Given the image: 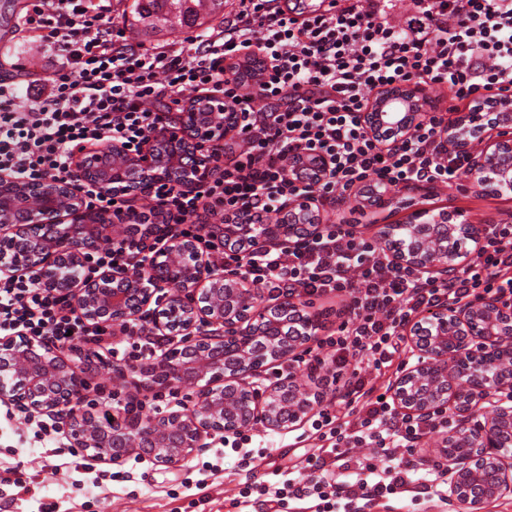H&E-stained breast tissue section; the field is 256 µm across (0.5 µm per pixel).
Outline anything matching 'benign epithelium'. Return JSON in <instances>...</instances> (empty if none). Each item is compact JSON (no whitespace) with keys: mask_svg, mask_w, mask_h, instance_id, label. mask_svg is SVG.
I'll return each instance as SVG.
<instances>
[{"mask_svg":"<svg viewBox=\"0 0 512 512\" xmlns=\"http://www.w3.org/2000/svg\"><path fill=\"white\" fill-rule=\"evenodd\" d=\"M198 103L178 115L177 126L151 136L137 155L115 143L86 150L76 160L75 182L0 175V274L18 277L35 271L41 287L67 296L84 320L102 327H125L146 319L153 334L171 347L146 367L119 368L142 378L150 389L174 390L201 384L184 412L131 416L118 429L82 410L90 388L86 370L96 352L80 347L71 355L28 336L0 338V401L27 416L65 420L72 447L101 464L119 465L146 453L161 466L176 468L208 447L217 435L260 424L280 434L302 425L323 403L324 392L302 383L293 372L265 385L255 381L264 366L280 362L311 342L317 324L299 303L282 297L267 306L259 288L240 274L224 273L195 244L169 236L157 244L148 272L90 265V254L122 240L132 230L128 217L86 205L78 185L106 195L123 191L145 196L159 181L186 189L209 176L206 158L219 133L235 132L237 113L199 112ZM435 107L414 84L392 87L373 98L363 122L372 134L385 128L405 137L433 116ZM450 152L467 160L470 179L490 193L512 191V93L480 100L468 112H451L442 125ZM324 215L302 195L271 224L222 225V233L246 244H268L314 233ZM484 227L448 213L412 211L378 236L399 265L448 273L460 268L453 244L460 236L481 240ZM288 314L301 325L286 334L272 314ZM417 362L407 365L392 386L403 412L427 418L438 408L467 413L488 405L484 419L460 421L424 457L448 476V501L464 512H485L488 503L512 495V297L487 295L437 314L424 334L406 328Z\"/></svg>","mask_w":512,"mask_h":512,"instance_id":"7a95c632","label":"benign epithelium"}]
</instances>
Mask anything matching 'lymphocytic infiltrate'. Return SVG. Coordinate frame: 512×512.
Returning a JSON list of instances; mask_svg holds the SVG:
<instances>
[{
  "instance_id": "f902f5d3",
  "label": "lymphocytic infiltrate",
  "mask_w": 512,
  "mask_h": 512,
  "mask_svg": "<svg viewBox=\"0 0 512 512\" xmlns=\"http://www.w3.org/2000/svg\"><path fill=\"white\" fill-rule=\"evenodd\" d=\"M329 0L311 17L286 12L281 0H237L235 11L187 42L153 50L129 41L100 0H32L20 31L42 41L56 61L37 94L20 105V85L0 80V173L30 180L71 179L87 147L120 143L139 152L152 133L170 126L188 98L232 102L241 123L235 137L212 146L215 166L195 190L155 185L141 224L163 215L169 233L218 252L225 270L266 290L269 299L346 297L347 315L321 339L335 375H346L341 400H327L311 423L319 446L277 479L248 485L240 507L261 496L268 512H290L293 501L316 500L315 512H364L378 500L429 492L441 473L413 482L410 465L393 449L411 448L447 431V409L431 421L398 412L392 396L352 370L355 357L375 370L391 368L413 320L428 323L440 309L486 295L512 296V224L487 225L457 275L444 279L396 265L385 248L357 235L353 224H323L298 235L245 248L209 232L210 219L267 224L289 200L306 194L333 208L353 189H460L469 176L442 142L441 117L405 139L391 129L367 135L360 115L373 94L396 83L446 92L449 111L480 91L512 90V0ZM327 159L318 180L291 168L296 157ZM154 253L143 238L95 253L105 267L147 270ZM128 342L110 347L116 361L146 364L165 337L131 323ZM0 334L32 336L67 348L83 338L101 343L60 295L40 288L36 274L0 281ZM378 448L381 464L354 456ZM349 463L344 478L328 463Z\"/></svg>"
}]
</instances>
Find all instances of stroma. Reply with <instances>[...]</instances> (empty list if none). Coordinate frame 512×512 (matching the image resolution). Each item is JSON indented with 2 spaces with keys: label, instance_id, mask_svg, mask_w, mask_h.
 Instances as JSON below:
<instances>
[{
  "label": "stroma",
  "instance_id": "35a3bbf8",
  "mask_svg": "<svg viewBox=\"0 0 512 512\" xmlns=\"http://www.w3.org/2000/svg\"><path fill=\"white\" fill-rule=\"evenodd\" d=\"M19 65L27 68L31 78H44V46L18 35L0 45V78L12 77ZM393 197L394 206L370 211V224L359 227L362 236L375 238L377 226L402 222L410 206L459 212L484 225L512 218V192L493 195L469 183L458 190L435 189L426 199L417 191H397ZM126 339V333L116 327L107 344L97 347L102 358L88 375V396L96 401L94 416L106 411L120 415L119 407L100 403L113 390L143 401L152 398L151 391L136 386L132 378L121 379L114 373L116 363L107 346ZM35 425L16 406L0 402V512H237L233 503L248 477L259 479L276 468L293 465L314 446L313 440L299 441L294 431L282 435L258 428L253 441L268 447L269 455L245 467L237 453L227 452L221 471L204 478L197 465L211 460L221 440H212L210 447L175 469L156 465L145 455L119 465L90 467L71 448L65 434H56L51 442L35 439Z\"/></svg>",
  "mask_w": 512,
  "mask_h": 512
}]
</instances>
